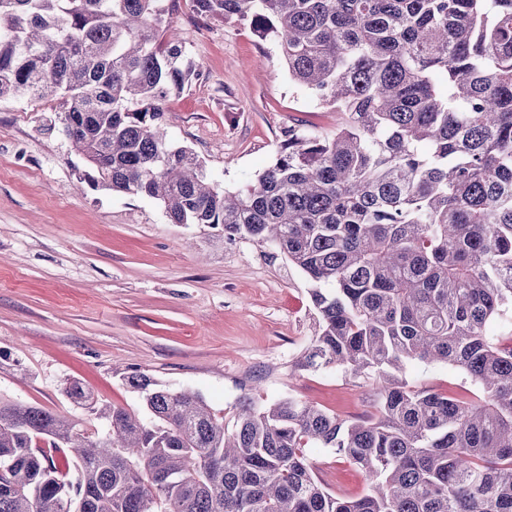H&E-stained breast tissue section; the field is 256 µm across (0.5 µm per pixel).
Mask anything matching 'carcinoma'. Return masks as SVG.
Segmentation results:
<instances>
[{
  "mask_svg": "<svg viewBox=\"0 0 512 512\" xmlns=\"http://www.w3.org/2000/svg\"><path fill=\"white\" fill-rule=\"evenodd\" d=\"M179 0H0V99L61 95L88 179L158 201L174 224L271 245L311 284L317 330L296 371L372 385L346 421L283 397L233 428L193 390L123 377L141 409L64 394L91 422L0 400V512H512V0H192L248 23L290 80L342 114L288 130L244 188L210 182L162 105L192 76ZM442 363L484 399L416 387ZM67 448V466L34 448ZM367 490L335 494L310 450ZM310 457L315 473L330 491L357 496L366 490L362 471L345 458L336 456L331 448H315Z\"/></svg>",
  "mask_w": 512,
  "mask_h": 512,
  "instance_id": "cac0c4a2",
  "label": "carcinoma"
}]
</instances>
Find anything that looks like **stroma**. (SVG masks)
Returning a JSON list of instances; mask_svg holds the SVG:
<instances>
[{"label":"stroma","mask_w":512,"mask_h":512,"mask_svg":"<svg viewBox=\"0 0 512 512\" xmlns=\"http://www.w3.org/2000/svg\"><path fill=\"white\" fill-rule=\"evenodd\" d=\"M173 21L195 75L165 101V127L211 182L252 183L289 129L335 131L340 113L292 83L249 25L199 19L189 0ZM63 113L58 98L0 100V398L77 420L63 392L76 380L135 410L121 378L137 369L200 392L228 424L245 397L371 414L368 386L343 370H294L315 319L298 269L269 246L171 223L155 200L92 186ZM310 457L330 491H365L362 471L332 449Z\"/></svg>","instance_id":"1"}]
</instances>
